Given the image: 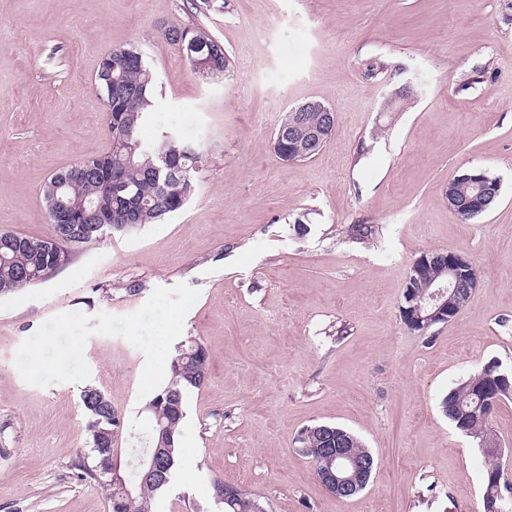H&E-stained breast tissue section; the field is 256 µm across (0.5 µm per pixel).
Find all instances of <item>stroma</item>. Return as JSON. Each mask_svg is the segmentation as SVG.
Masks as SVG:
<instances>
[{
    "label": "stroma",
    "instance_id": "35a3bbf8",
    "mask_svg": "<svg viewBox=\"0 0 512 512\" xmlns=\"http://www.w3.org/2000/svg\"><path fill=\"white\" fill-rule=\"evenodd\" d=\"M169 26L223 42L229 77L202 81ZM122 47L158 82L144 137L175 129L206 162L182 211L0 297V512H109L77 466L81 393L103 390L128 429L119 448L135 447L169 378L156 368L190 337L208 379L186 396L154 512H223L218 480L268 512H482L485 458L440 402L489 360L512 367V0H0V229L49 235L45 183L108 151L96 75ZM405 85L410 104L389 105ZM309 99L336 131L283 163L276 131ZM475 167L501 195L464 223L446 189ZM448 249L481 285L449 322L410 331L409 270ZM316 423L377 457L355 497L328 494L301 454Z\"/></svg>",
    "mask_w": 512,
    "mask_h": 512
}]
</instances>
